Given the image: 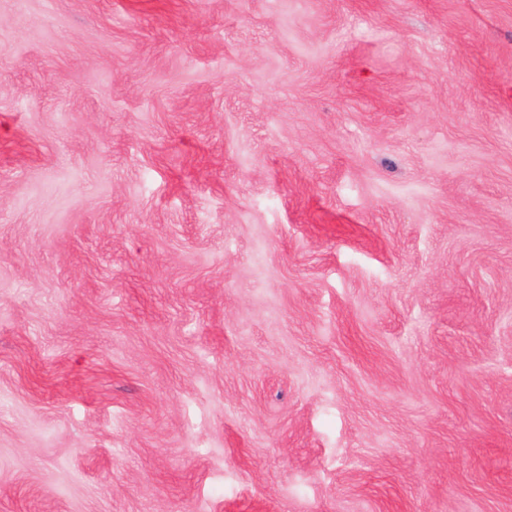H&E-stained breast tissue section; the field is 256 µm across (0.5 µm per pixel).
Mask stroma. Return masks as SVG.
<instances>
[{"label": "stroma", "mask_w": 512, "mask_h": 512, "mask_svg": "<svg viewBox=\"0 0 512 512\" xmlns=\"http://www.w3.org/2000/svg\"><path fill=\"white\" fill-rule=\"evenodd\" d=\"M0 512H512V0H0Z\"/></svg>", "instance_id": "stroma-1"}]
</instances>
